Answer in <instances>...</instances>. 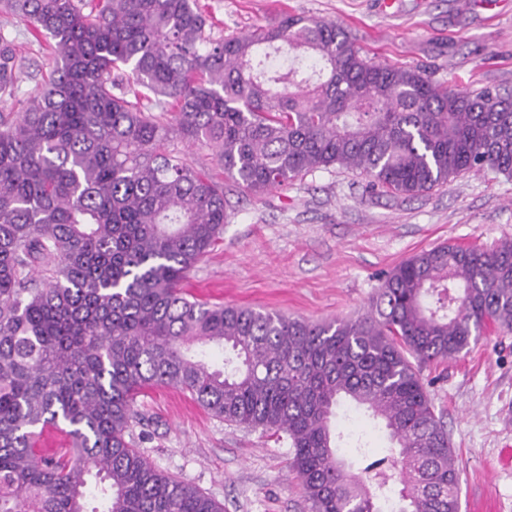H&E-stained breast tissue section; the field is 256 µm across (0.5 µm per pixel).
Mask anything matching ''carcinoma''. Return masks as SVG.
Listing matches in <instances>:
<instances>
[{
    "label": "carcinoma",
    "mask_w": 512,
    "mask_h": 512,
    "mask_svg": "<svg viewBox=\"0 0 512 512\" xmlns=\"http://www.w3.org/2000/svg\"><path fill=\"white\" fill-rule=\"evenodd\" d=\"M0 12L53 51L20 99L0 32V102L17 105L0 113V512H224L135 448L136 398L153 386L285 434L310 512H386L392 465L397 512H459L423 370L512 328V242L416 253L354 320L191 300L181 285L223 234L224 186L167 145L212 146L253 194L337 166L416 197L473 169L512 178V92L370 62L341 24L294 14L215 38L198 0H0ZM343 407L391 444L358 473L341 454L363 448L337 428ZM47 425L64 444L45 454Z\"/></svg>",
    "instance_id": "cac0c4a2"
}]
</instances>
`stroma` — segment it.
<instances>
[{"instance_id":"35a3bbf8","label":"stroma","mask_w":512,"mask_h":512,"mask_svg":"<svg viewBox=\"0 0 512 512\" xmlns=\"http://www.w3.org/2000/svg\"><path fill=\"white\" fill-rule=\"evenodd\" d=\"M216 34L276 24L283 13L343 23L364 58L420 65L462 89L512 91V0H200ZM18 44V95H32L52 58L27 25L0 13ZM175 155L224 186L220 242L184 290L213 304L250 306L309 321L365 313L385 276L443 243L512 241V178L470 172L408 198L365 188L338 168L299 176L261 195L229 181L213 151L175 141ZM461 472V512H512V330L488 331L469 351L424 369ZM135 445L160 471L193 483L224 512H309L287 440L231 426L180 389L145 390Z\"/></svg>"}]
</instances>
